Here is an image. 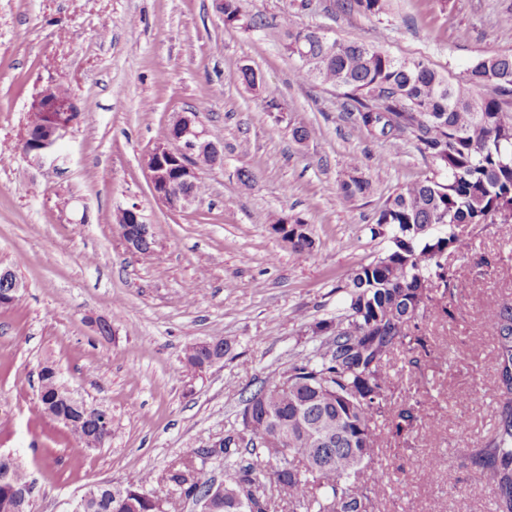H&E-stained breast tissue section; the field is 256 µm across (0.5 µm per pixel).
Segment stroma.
<instances>
[{
    "mask_svg": "<svg viewBox=\"0 0 512 512\" xmlns=\"http://www.w3.org/2000/svg\"><path fill=\"white\" fill-rule=\"evenodd\" d=\"M244 10L292 13L330 38L423 59L453 82L487 52L512 54L499 36L512 0H394L380 20L337 0L305 11L294 0H244ZM246 65L258 86L240 81ZM296 65L277 33L225 25L212 0H0V268L25 285L0 307V452L29 471L36 512H70L101 482L165 476L223 437L243 396L319 346L316 328L343 313L353 271L388 250L369 229L389 195L430 176L431 162L411 139L390 155L386 139L346 112L341 90L297 82ZM54 78L94 110L38 162L19 133L32 96ZM270 99L279 118L265 110ZM201 100L224 162L203 173L195 204L174 212L153 198L141 158L175 113ZM296 126L311 137L295 141ZM353 156L373 191L350 203L339 181ZM243 170L252 187L241 185ZM134 203L157 242L148 259L126 249L115 225L117 209ZM283 214L308 224L310 256L272 235ZM448 261L459 280L450 316L420 321L418 367L401 352L392 360L395 390L422 394L425 425L396 436L379 420L386 441L374 464L390 483L378 512H494V491L468 457L493 432L495 333L485 315L512 305V226H472ZM91 314L111 320V337L92 330ZM211 337L228 346L223 363L191 371L186 347ZM48 360L76 398L109 409L107 445L73 454L65 428L34 420Z\"/></svg>",
    "mask_w": 512,
    "mask_h": 512,
    "instance_id": "obj_1",
    "label": "stroma"
}]
</instances>
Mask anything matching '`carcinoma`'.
Masks as SVG:
<instances>
[{"label":"carcinoma","instance_id":"cac0c4a2","mask_svg":"<svg viewBox=\"0 0 512 512\" xmlns=\"http://www.w3.org/2000/svg\"><path fill=\"white\" fill-rule=\"evenodd\" d=\"M341 8L365 16H389L392 0H341ZM224 24L244 30L269 26L278 31L284 52L298 59L299 81L318 80L344 90L346 109L366 129L390 138V151L404 149L407 133L432 162V176L389 196L372 237H390L386 254L363 265L350 278L348 307L314 354L294 357L280 378L262 385L243 400L241 421L224 439L204 452L190 453L185 469H173L165 481L195 502L210 489L206 460L225 461L224 496L215 512H277L274 499L305 512H376L388 482L384 470L361 477L374 461L379 445L376 422L390 404L387 368L397 349L425 348L419 321L447 313L434 302V280L442 295H454L455 269L448 248L460 250L461 225L483 224L512 203V109L495 97L512 92V54L491 53L473 62L465 78L453 84L420 59L396 58L368 42L333 40L326 46L318 31L295 24L287 13L269 21L246 16L243 0H224ZM361 160L351 158L340 181L342 196L355 201L371 192L360 173ZM298 234L275 229L289 238L292 250L304 255L314 241L301 218ZM446 226L443 236L430 229ZM487 320L497 338V415L490 440L475 450L470 463L491 480L495 512H512V307L495 306ZM40 412L61 391L60 379L41 377ZM424 422L417 399L392 416L393 434ZM79 446L99 448L111 435L91 426L73 425ZM288 436L284 448H258L265 436ZM12 486H0V512H14L12 487L30 479L21 465ZM152 476L117 487H103L85 512H161L162 497Z\"/></svg>","mask_w":512,"mask_h":512}]
</instances>
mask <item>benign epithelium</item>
Segmentation results:
<instances>
[{
    "label": "benign epithelium",
    "mask_w": 512,
    "mask_h": 512,
    "mask_svg": "<svg viewBox=\"0 0 512 512\" xmlns=\"http://www.w3.org/2000/svg\"><path fill=\"white\" fill-rule=\"evenodd\" d=\"M29 112L39 117L38 123L24 134V153L34 158L52 154L60 140L79 117L80 109L72 94L64 91V83L50 82L34 96ZM207 156L210 165L224 161V146L212 139L209 128L192 112H177L167 126L163 142L142 158L154 199L173 211L186 210L196 201V189L202 168L198 157ZM120 237L129 250L145 245L155 248L152 227L139 205L120 209L116 214ZM0 303L19 297L24 288L10 269H0ZM81 419L106 431L112 430V414L102 406L88 405L67 394Z\"/></svg>",
    "instance_id": "obj_1"
}]
</instances>
